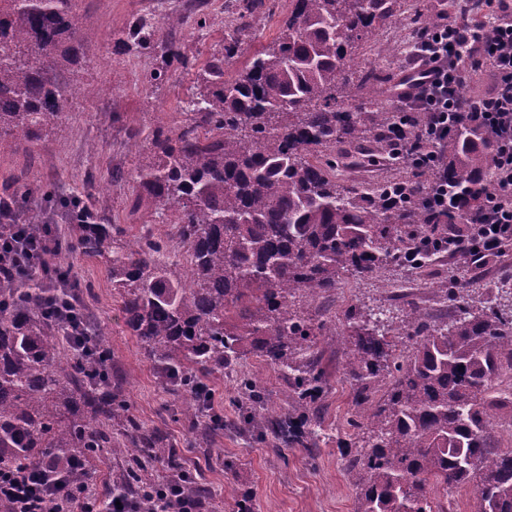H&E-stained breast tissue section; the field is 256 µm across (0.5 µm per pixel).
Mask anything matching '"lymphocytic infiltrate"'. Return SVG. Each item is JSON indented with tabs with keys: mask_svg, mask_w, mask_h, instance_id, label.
I'll return each mask as SVG.
<instances>
[{
	"mask_svg": "<svg viewBox=\"0 0 512 512\" xmlns=\"http://www.w3.org/2000/svg\"><path fill=\"white\" fill-rule=\"evenodd\" d=\"M490 69L493 86L489 93L459 103L456 92L465 72ZM405 72L418 74L413 92L400 95L405 108L430 114L429 123L414 131L392 128L389 139L395 157L407 160L417 170L434 174L429 202L434 212L448 208V182L440 176L441 151L454 133L451 113L462 110L493 136V167L496 192L474 208L466 209L464 221L481 241L476 262L512 244V0H457V15L448 24L423 32L406 57ZM52 232L31 229L23 237L0 239V256L15 274L31 262L53 265L48 250ZM79 460L54 467L28 470L0 469V499L13 500L15 512H54L67 501L80 512H95L94 493L85 485L65 486L64 472L84 469Z\"/></svg>",
	"mask_w": 512,
	"mask_h": 512,
	"instance_id": "obj_1",
	"label": "lymphocytic infiltrate"
}]
</instances>
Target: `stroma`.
<instances>
[{
	"mask_svg": "<svg viewBox=\"0 0 512 512\" xmlns=\"http://www.w3.org/2000/svg\"><path fill=\"white\" fill-rule=\"evenodd\" d=\"M237 6L238 0H83L86 23L95 39L89 46L90 65L74 76L77 90L67 103L69 119L44 142L19 140L0 151V189L24 176L54 184L66 194L88 193L109 223L123 225L135 236L148 231L165 236L168 227L155 217L152 208L131 210L138 191L134 176L142 155L134 149L129 133L137 130L145 135L161 123L176 133L191 123L193 115L186 105L196 75L223 52L226 26ZM290 10V0H265L261 12L250 19L238 56L227 64V75H236L256 51L273 41ZM426 10L445 21L454 18L455 2L401 0L397 16L374 25L355 49L352 74L371 78V93L360 98L363 106L399 110L394 86L402 74L413 19ZM142 16L153 25L155 47L136 55L119 46L113 33ZM173 17L184 18V25L171 26ZM201 17L206 25L200 29L196 21ZM172 42L183 45L190 66L165 63V48ZM154 72L160 73V80H151ZM102 82L112 87L108 96L92 99L83 94V87ZM397 167L390 154L367 149L341 159L336 178L344 187L361 188L386 181ZM92 181L97 191L89 190ZM67 262L82 284L85 308L111 350L112 372L122 380L133 416L144 426L160 429L172 441L183 469L209 491L205 512H238L241 493L249 496L253 512H354L356 492L344 472L336 440H327L313 453L298 444L272 452L255 432L236 427L237 393L231 375L216 374L207 380L213 410L224 416L228 426L210 442H201L177 415L175 397L163 388L140 343L131 335L105 264L78 252L70 254ZM452 263L451 256L443 253L419 270L391 266L373 278L346 272L335 295L303 303L302 309L317 321L343 317L352 306L379 313L397 308L399 302L391 291L401 288L403 301L420 306L438 323L444 313L437 305L436 289ZM315 344L329 382L322 416L326 426L341 427L355 411L352 389L344 375L345 356L341 346L327 337H316ZM230 486L236 489V496L227 495Z\"/></svg>",
	"mask_w": 512,
	"mask_h": 512,
	"instance_id": "stroma-1",
	"label": "stroma"
}]
</instances>
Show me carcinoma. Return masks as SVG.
Wrapping results in <instances>:
<instances>
[{
    "label": "carcinoma",
    "instance_id": "obj_1",
    "mask_svg": "<svg viewBox=\"0 0 512 512\" xmlns=\"http://www.w3.org/2000/svg\"><path fill=\"white\" fill-rule=\"evenodd\" d=\"M275 40L232 77L224 64L240 47L246 26L228 34L224 54L196 79L187 111L194 121L170 134L151 133L136 169L139 193L171 213L169 238H129L119 224L83 201L16 179L5 190L18 224L41 226L49 212L72 229L58 234L57 255L103 259L121 298L131 334L159 376L180 395L178 412L194 430L211 435L224 419L206 412L211 393L203 378L236 371L250 354L288 382V412L270 413L259 380L245 374L240 422L258 415L285 445L324 434L317 403L326 388L313 350L316 336L345 346V371L355 413L339 442L350 440L344 470L358 489L355 512H454L437 486L472 488L470 512H512V451L494 443L489 417L512 396V304L482 299L470 276L468 228L453 224L454 208L492 192L491 133L461 112L443 152L448 212L425 203L429 185L348 189L336 166L318 155L340 143L383 144L393 126H425L430 115L347 105L366 80L349 76L351 50L379 21L396 16L399 0H292ZM147 48V21L118 32ZM90 33L79 0H0V148L23 136L46 138L67 119L76 92L71 75L89 62ZM453 240L455 272L438 292L454 317L430 323L412 306L406 317L410 348L397 354L389 324L351 308L341 324L305 316L298 302L336 290L339 274L373 277L392 266H421L415 234ZM182 249L185 274L166 261L171 241ZM55 276L34 263L26 280L0 288V467L27 468L92 457L106 450L133 453L117 495L136 499L138 512H158L143 472L153 463L177 466L167 438L140 424L112 391V354L78 328L81 292L62 269ZM381 397H375L380 383Z\"/></svg>",
    "mask_w": 512,
    "mask_h": 512
}]
</instances>
